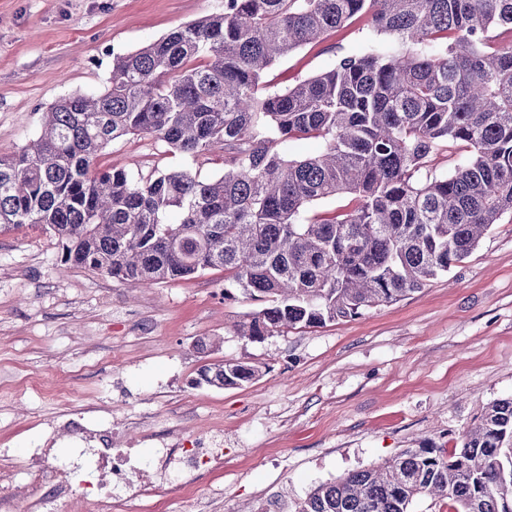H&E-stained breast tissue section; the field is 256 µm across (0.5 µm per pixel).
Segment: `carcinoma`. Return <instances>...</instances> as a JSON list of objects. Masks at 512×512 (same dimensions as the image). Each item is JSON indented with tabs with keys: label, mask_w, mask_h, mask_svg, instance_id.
<instances>
[{
	"label": "carcinoma",
	"mask_w": 512,
	"mask_h": 512,
	"mask_svg": "<svg viewBox=\"0 0 512 512\" xmlns=\"http://www.w3.org/2000/svg\"><path fill=\"white\" fill-rule=\"evenodd\" d=\"M370 46L283 90L263 82L292 51L364 14ZM512 0H224L113 58L110 85L43 113L0 157V227L37 225L67 268L132 285L224 270V300L261 309L252 341L347 321L418 292L512 215ZM151 135L221 174L99 169L106 146ZM317 138L323 149L292 153ZM445 150L452 168L439 174ZM340 194L355 206L316 212ZM259 370L206 363L197 382L236 388ZM512 512V398L448 448L423 443L320 485L295 512Z\"/></svg>",
	"instance_id": "carcinoma-1"
}]
</instances>
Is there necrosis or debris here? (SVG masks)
Listing matches in <instances>:
<instances>
[{
  "label": "necrosis or debris",
  "mask_w": 512,
  "mask_h": 512,
  "mask_svg": "<svg viewBox=\"0 0 512 512\" xmlns=\"http://www.w3.org/2000/svg\"><path fill=\"white\" fill-rule=\"evenodd\" d=\"M61 431L76 446L68 459L32 448L24 461L16 462L9 450L0 449V504L9 512H69L77 484L86 512H127L128 502L147 494L148 484L134 478L137 458L132 449L116 448L108 441L87 449V429L80 424L63 425ZM19 484L27 487L26 498L14 497Z\"/></svg>",
  "instance_id": "necrosis-or-debris-1"
}]
</instances>
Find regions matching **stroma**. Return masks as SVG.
I'll use <instances>...</instances> for the list:
<instances>
[{
	"mask_svg": "<svg viewBox=\"0 0 512 512\" xmlns=\"http://www.w3.org/2000/svg\"><path fill=\"white\" fill-rule=\"evenodd\" d=\"M224 0H0V155L39 132L69 95L98 94L114 55L221 12ZM371 14L303 46L267 70L285 89L343 53L368 46ZM216 151L188 157L147 136L99 155L100 168L145 175H219ZM257 303L224 300V274L134 286L64 268L41 227L0 231V448L24 454L68 419L112 426V443L148 460L168 427L185 441L224 434V470L194 497L153 470L156 490L130 512H287L316 487L378 466L403 449L445 448L495 401L512 398V217L465 263L421 291L348 321L253 342L233 324ZM254 365L238 388L195 384L197 368Z\"/></svg>",
	"mask_w": 512,
	"mask_h": 512,
	"instance_id": "obj_1",
	"label": "stroma"
}]
</instances>
